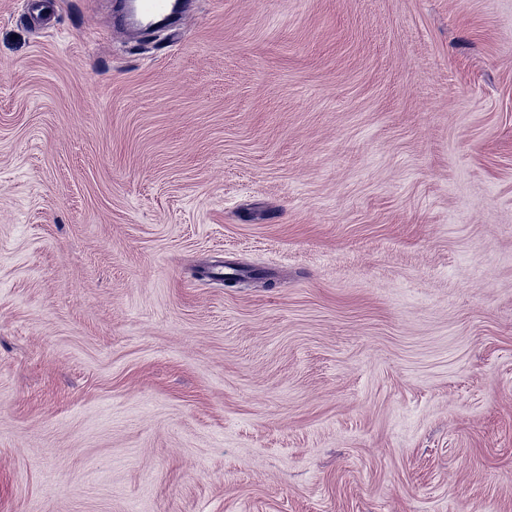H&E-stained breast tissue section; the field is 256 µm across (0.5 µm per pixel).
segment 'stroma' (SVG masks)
Here are the masks:
<instances>
[{"label":"stroma","mask_w":512,"mask_h":512,"mask_svg":"<svg viewBox=\"0 0 512 512\" xmlns=\"http://www.w3.org/2000/svg\"><path fill=\"white\" fill-rule=\"evenodd\" d=\"M113 10L0 0V512H512V0ZM176 0H135L129 4L135 20L144 27L150 26L155 20L170 18L179 13L181 4Z\"/></svg>","instance_id":"stroma-1"}]
</instances>
